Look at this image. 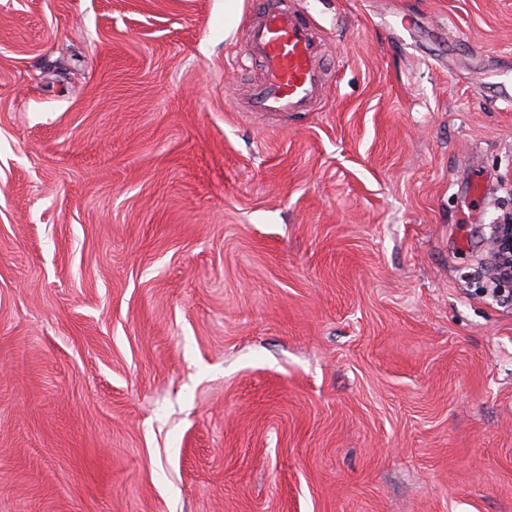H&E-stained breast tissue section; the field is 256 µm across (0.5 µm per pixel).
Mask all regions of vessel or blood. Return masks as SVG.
Masks as SVG:
<instances>
[{
	"instance_id": "obj_1",
	"label": "vessel or blood",
	"mask_w": 512,
	"mask_h": 512,
	"mask_svg": "<svg viewBox=\"0 0 512 512\" xmlns=\"http://www.w3.org/2000/svg\"><path fill=\"white\" fill-rule=\"evenodd\" d=\"M324 53V40L302 9L290 0H271L248 28L246 54L259 62L263 79L250 89L244 111H312L326 89Z\"/></svg>"
}]
</instances>
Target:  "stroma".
Returning a JSON list of instances; mask_svg holds the SVG:
<instances>
[{
  "instance_id": "35a3bbf8",
  "label": "stroma",
  "mask_w": 512,
  "mask_h": 512,
  "mask_svg": "<svg viewBox=\"0 0 512 512\" xmlns=\"http://www.w3.org/2000/svg\"><path fill=\"white\" fill-rule=\"evenodd\" d=\"M0 0V512H512V0ZM292 3L274 0L254 13L246 54L260 63L263 79L250 89L245 112H311L325 92L324 39ZM491 252L497 261L498 288H512V213L506 212L494 224L490 239Z\"/></svg>"
}]
</instances>
